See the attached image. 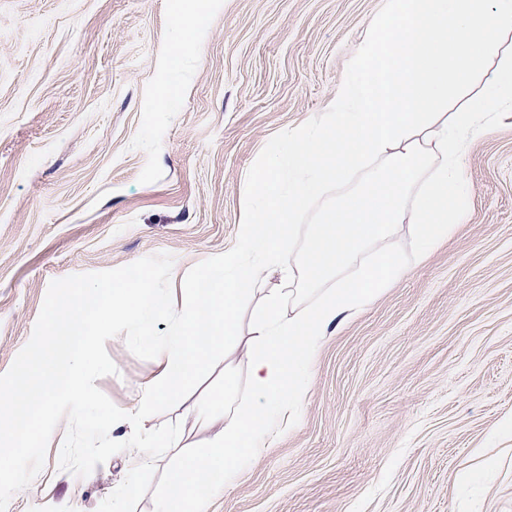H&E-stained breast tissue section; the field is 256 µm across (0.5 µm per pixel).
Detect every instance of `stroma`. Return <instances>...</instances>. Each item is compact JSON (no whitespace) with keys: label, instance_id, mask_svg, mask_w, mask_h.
I'll return each mask as SVG.
<instances>
[{"label":"stroma","instance_id":"1","mask_svg":"<svg viewBox=\"0 0 512 512\" xmlns=\"http://www.w3.org/2000/svg\"><path fill=\"white\" fill-rule=\"evenodd\" d=\"M189 0H0V374L51 281L169 253L183 281L238 237L268 140L320 115L384 0H208L180 96L161 60ZM467 214L321 336L299 423L208 512H512V115L467 143ZM97 387L138 409L162 370L124 336ZM201 390L143 427L209 441ZM66 424L7 512H97L129 452L60 470Z\"/></svg>","mask_w":512,"mask_h":512}]
</instances>
